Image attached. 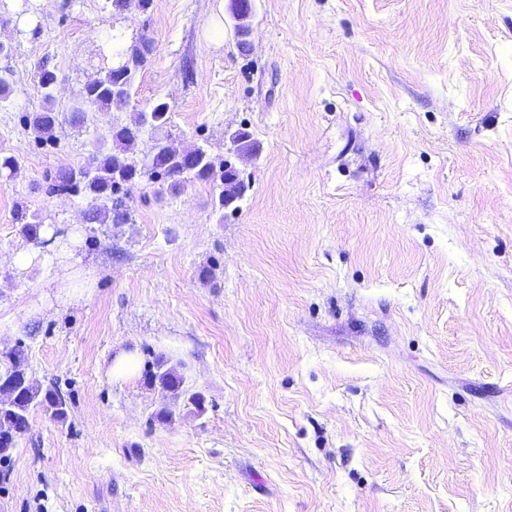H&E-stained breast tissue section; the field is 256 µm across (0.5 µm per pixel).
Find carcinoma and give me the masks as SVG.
I'll list each match as a JSON object with an SVG mask.
<instances>
[{
  "mask_svg": "<svg viewBox=\"0 0 512 512\" xmlns=\"http://www.w3.org/2000/svg\"><path fill=\"white\" fill-rule=\"evenodd\" d=\"M152 44L147 35L140 34L125 47L117 45L115 63L101 70L97 79L85 86L83 98L71 106L72 120L82 123L89 112L128 111L132 89L149 61ZM37 78L38 91L45 106L33 114L31 125L39 137L48 139L53 137L58 121L52 108L54 93L51 88L57 73L44 63L39 66ZM170 112V104L157 99L150 106V111L138 112L132 122L112 123L84 165L57 169L52 191L89 196L91 204L84 213L87 224L128 223L131 212L118 193L130 191L146 175L151 179L163 176L172 190L192 180L209 183L218 190L217 201L221 209L224 208L226 190L235 200H241L248 185L238 179L233 170L224 168V164H215L201 147L182 156L171 150L167 139L155 138L150 154L141 157L136 153L143 133L149 128L156 131L168 124ZM233 141L239 157L252 159L257 156L259 146L250 134L240 131ZM17 220L22 224L25 237L37 239L42 226L37 215L22 210L18 212ZM147 382L175 394L180 392L182 384L181 377L161 358L157 360L156 370L147 372ZM14 389L13 403L6 408L0 407V457L8 455L15 437L27 429L31 410L41 408L58 420L65 417V404L58 390L44 389L20 373L16 375Z\"/></svg>",
  "mask_w": 512,
  "mask_h": 512,
  "instance_id": "cac0c4a2",
  "label": "carcinoma"
}]
</instances>
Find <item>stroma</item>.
<instances>
[{"mask_svg":"<svg viewBox=\"0 0 512 512\" xmlns=\"http://www.w3.org/2000/svg\"><path fill=\"white\" fill-rule=\"evenodd\" d=\"M228 4L0 0V351L68 401L0 458V512H512V0H254L245 51ZM143 32L135 108L260 154L236 207L150 180L131 223L88 224L52 177L131 115L69 109ZM21 208L78 232L66 263ZM160 357L179 395L148 385ZM38 91L45 103L41 112H35L31 118V125L40 138H52L58 121L57 113L52 108L54 93L50 84L58 79L55 70L50 69L47 63L39 66L37 74Z\"/></svg>","mask_w":512,"mask_h":512,"instance_id":"35a3bbf8","label":"stroma"}]
</instances>
